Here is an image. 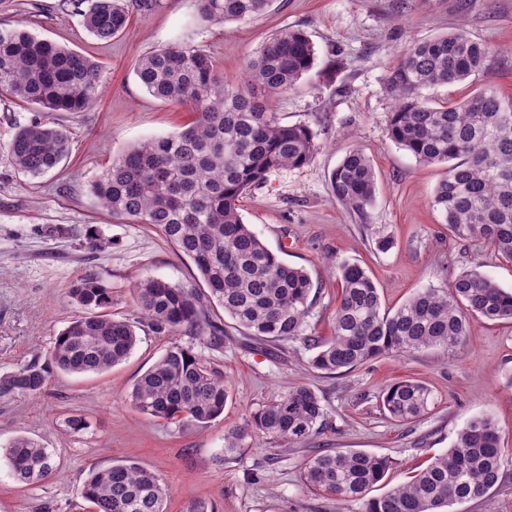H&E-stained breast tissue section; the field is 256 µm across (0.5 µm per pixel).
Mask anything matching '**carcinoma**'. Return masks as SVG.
I'll return each instance as SVG.
<instances>
[{"label": "carcinoma", "mask_w": 512, "mask_h": 512, "mask_svg": "<svg viewBox=\"0 0 512 512\" xmlns=\"http://www.w3.org/2000/svg\"><path fill=\"white\" fill-rule=\"evenodd\" d=\"M85 29L109 42L125 27V0H82ZM271 0H199L202 19L247 20ZM490 48L463 27L406 48L391 68L395 96L389 137L427 165L445 164V178L431 200L460 241L482 240L512 260V98L492 89L460 101L422 97L425 88L461 84L478 73ZM316 61L313 42L285 28L260 46L245 68L246 83L228 87L211 57L187 43L145 53L135 75L153 97L189 106L180 130L127 148L89 185L113 217L151 224L195 266L216 302L239 327L262 341H301L315 350L312 366L330 374L350 371L382 355H408L456 347L469 317L512 321V291L476 270L455 275L445 288H423L394 309L382 306L369 273L337 263L341 294L333 336L307 333L311 280L302 268L278 258L244 224L240 199L278 168L308 165L317 150L305 125H283L267 111L266 97L292 88ZM100 71L89 57L24 29H0V97L19 99L44 117L16 127L3 150L9 163L32 177L57 168L70 137L50 120L57 112L85 111L99 92ZM336 201L364 215L376 175L371 160L352 149L330 177ZM80 313L56 336L50 364L30 361L0 376V399L43 392L49 366L69 374L104 373L126 360L137 344L135 325L112 317V289L90 270L69 289ZM143 318L159 333H188L219 344L221 329L193 288L146 278L135 288ZM227 387L192 349L172 344L134 384L131 405L143 414L207 427L224 414ZM431 389L405 379L389 386L381 405L399 422L428 413ZM321 398L298 386L251 413L247 426L286 445L299 444L325 421ZM245 430L224 435V452L242 447ZM4 457L13 478L36 486L56 468L42 441L15 439ZM501 430L479 416L459 430L447 452L405 484L380 496L367 492L382 481L388 459L361 450L319 451L305 463L304 478L317 492L356 512H442L479 500L502 482ZM93 512H164L167 487L156 472L128 461L93 470L79 489Z\"/></svg>", "instance_id": "cac0c4a2"}]
</instances>
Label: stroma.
Masks as SVG:
<instances>
[{
    "label": "stroma",
    "mask_w": 512,
    "mask_h": 512,
    "mask_svg": "<svg viewBox=\"0 0 512 512\" xmlns=\"http://www.w3.org/2000/svg\"><path fill=\"white\" fill-rule=\"evenodd\" d=\"M459 26L491 53L479 74L433 90V98L459 99L481 88L512 97V0H271L261 16L227 23L203 20L196 0H150L133 8L126 28L109 42L83 27L75 0H0V28L27 30L89 56L100 69L96 102L55 116L70 136L69 155L57 169L33 178L0 153V374L48 358L56 335L79 312L68 290L91 269L112 290L113 316L133 322L139 337L132 355L106 373L56 371L41 395L0 401V450L17 437H33L58 463L31 487L15 482L0 458V512H88L78 491L89 472L126 460L165 479V512H191L199 501L208 512H336L334 499L303 481L310 455L354 449L388 458L386 477L372 490L377 496L410 481L481 415L501 428L508 476L488 501L456 503L448 512H512V322L474 316L453 350L384 356L342 375L313 368L302 342L253 339L218 307L211 318L223 330L220 346L185 333L160 334L140 314L135 285L160 277L203 295L206 285L154 226L112 217L88 192L89 182L125 149L168 136L191 117L188 106L154 98L139 84L142 54L190 42L236 87L272 33L300 29L315 46V66L267 104L281 123L308 126L317 151L304 167L269 172L244 195L240 212L281 260L309 273L312 334L332 333L342 260L369 271L389 308L470 269L510 291L512 261L480 241H456L433 209L445 166L419 163L388 134L391 68L410 44ZM352 149L362 150L376 173L374 199L361 216L337 203L330 185L332 170ZM370 224L392 236L390 250L376 251ZM90 231L108 248L89 251ZM174 343L192 348L230 391L223 419L209 427L151 417L129 401L138 378ZM411 378L427 383L434 405L416 421H394L380 396ZM299 385L313 389L326 408L319 433L288 447L253 431L238 453L225 456L226 431L245 426L253 411ZM74 416L84 419L83 430L70 429Z\"/></svg>",
    "instance_id": "obj_1"
}]
</instances>
